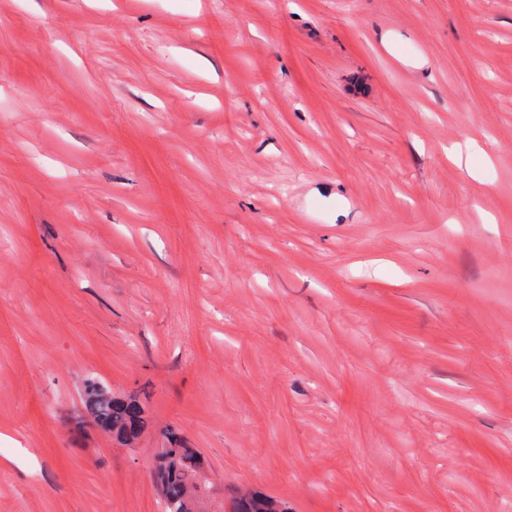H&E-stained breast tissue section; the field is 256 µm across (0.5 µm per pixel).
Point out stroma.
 Returning a JSON list of instances; mask_svg holds the SVG:
<instances>
[{"mask_svg": "<svg viewBox=\"0 0 512 512\" xmlns=\"http://www.w3.org/2000/svg\"><path fill=\"white\" fill-rule=\"evenodd\" d=\"M169 431L214 501L512 512V0H0V512H161ZM97 386L91 380L84 391L83 404L89 416L103 418L105 427L112 433V439L120 443L129 444L139 438L147 428V421L136 400L112 394V403L102 407Z\"/></svg>", "mask_w": 512, "mask_h": 512, "instance_id": "35a3bbf8", "label": "stroma"}]
</instances>
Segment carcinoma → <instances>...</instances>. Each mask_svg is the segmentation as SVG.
<instances>
[{
    "instance_id": "carcinoma-1",
    "label": "carcinoma",
    "mask_w": 512,
    "mask_h": 512,
    "mask_svg": "<svg viewBox=\"0 0 512 512\" xmlns=\"http://www.w3.org/2000/svg\"><path fill=\"white\" fill-rule=\"evenodd\" d=\"M83 404L88 414L104 419L112 439L120 443L133 442L147 428L136 400L114 395L112 403L104 407L93 380L86 385ZM167 441L168 446L160 449L156 456L162 512H196L192 500L195 491L188 488V479L200 475L201 459L197 450L188 447L182 439L171 435ZM232 512H287V508L271 497L250 496L233 501Z\"/></svg>"
}]
</instances>
